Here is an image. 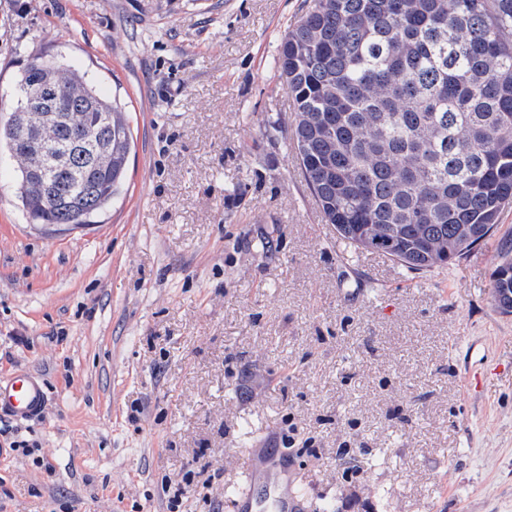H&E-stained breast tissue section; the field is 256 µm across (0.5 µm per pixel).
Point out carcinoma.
Listing matches in <instances>:
<instances>
[{"label":"carcinoma","mask_w":512,"mask_h":512,"mask_svg":"<svg viewBox=\"0 0 512 512\" xmlns=\"http://www.w3.org/2000/svg\"><path fill=\"white\" fill-rule=\"evenodd\" d=\"M293 99L291 141L326 223L355 249L427 271L486 239L512 204V0H312L274 59ZM59 144L82 139L30 179L34 159L0 124L33 224L87 225L126 174L123 108L73 65L51 74ZM512 294V258L491 296Z\"/></svg>","instance_id":"obj_1"}]
</instances>
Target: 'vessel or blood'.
Masks as SVG:
<instances>
[{
	"instance_id": "1",
	"label": "vessel or blood",
	"mask_w": 512,
	"mask_h": 512,
	"mask_svg": "<svg viewBox=\"0 0 512 512\" xmlns=\"http://www.w3.org/2000/svg\"><path fill=\"white\" fill-rule=\"evenodd\" d=\"M45 407V384L36 373L20 370L0 379V414L29 419ZM242 459L248 487L236 494V512H307L308 500L296 488L287 455L255 441L243 448Z\"/></svg>"
}]
</instances>
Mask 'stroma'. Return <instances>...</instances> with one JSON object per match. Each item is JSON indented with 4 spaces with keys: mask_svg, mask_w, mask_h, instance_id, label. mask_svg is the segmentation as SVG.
Masks as SVG:
<instances>
[{
    "mask_svg": "<svg viewBox=\"0 0 512 512\" xmlns=\"http://www.w3.org/2000/svg\"><path fill=\"white\" fill-rule=\"evenodd\" d=\"M308 0H0V122L31 53L125 105L97 223H28L0 149V512H232L240 450L286 448L309 512H512V255L491 235L424 273L348 247L295 159L274 65ZM290 444H283V437ZM27 449H20V442ZM505 290L512 295V258L508 257V255L497 264L493 272L491 283V296L495 304L498 308L508 313V311L504 309L501 300L498 298V295ZM46 391L43 379L29 370H18L0 379V415L29 419L43 414Z\"/></svg>",
    "mask_w": 512,
    "mask_h": 512,
    "instance_id": "1",
    "label": "stroma"
}]
</instances>
